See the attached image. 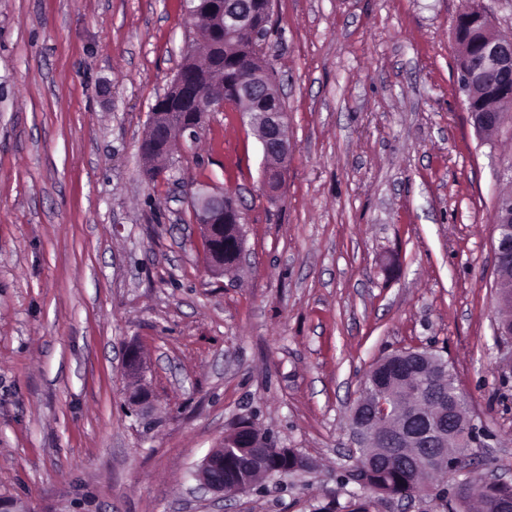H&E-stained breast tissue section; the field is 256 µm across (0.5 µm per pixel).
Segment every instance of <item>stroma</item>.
Listing matches in <instances>:
<instances>
[{"label": "stroma", "instance_id": "obj_1", "mask_svg": "<svg viewBox=\"0 0 512 512\" xmlns=\"http://www.w3.org/2000/svg\"><path fill=\"white\" fill-rule=\"evenodd\" d=\"M466 0H275L293 152L277 199L237 113L150 181L139 144L192 25L184 0H0V496L30 512H318L347 504L371 364L423 345L512 482V344L495 335V196L512 136L457 90ZM232 190L246 263L206 269L186 178ZM141 352L147 419L123 367ZM313 462L224 501L194 471L240 421ZM467 112L479 138H484L492 132L512 133V105L511 112L486 110L482 105L477 109L469 108Z\"/></svg>", "mask_w": 512, "mask_h": 512}]
</instances>
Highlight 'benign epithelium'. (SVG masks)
I'll list each match as a JSON object with an SVG mask.
<instances>
[{
  "instance_id": "7a95c632",
  "label": "benign epithelium",
  "mask_w": 512,
  "mask_h": 512,
  "mask_svg": "<svg viewBox=\"0 0 512 512\" xmlns=\"http://www.w3.org/2000/svg\"><path fill=\"white\" fill-rule=\"evenodd\" d=\"M273 0H260L247 10L234 4V0H190L187 13L193 20L204 16L211 24V34L220 38V43L237 41L241 34L256 30L255 16L262 12L270 19ZM471 19L480 24L484 38L467 54L463 74L467 83H476L490 88L489 98L512 102V38L501 36L493 22L481 7ZM247 61L249 74L240 79L234 87V98L239 104L241 119L254 132L263 155L262 182L270 197L277 196L288 172V163L292 145L288 136V124L285 111L279 106L283 97L267 66V47L265 39L253 35V40L242 48ZM175 90L174 101L187 103L195 96L193 69L183 68L177 71L171 82ZM214 92L209 98L210 112L224 110V74H219L213 86ZM261 100L272 103V107L256 110L253 102ZM170 103L157 101L150 110L141 141V151L146 152L158 128L159 114L167 111ZM469 118L478 137L484 138L492 132L508 131L512 133V114L496 112L484 107L468 110ZM203 116L189 112L177 127L178 139L184 135H194L200 128ZM496 224L494 226L495 288L498 308L512 311V195L496 196ZM195 222L198 224L206 243L208 258L206 265L216 275L224 273L221 265L212 255L224 254V246H229L238 260L244 258V236L235 235L224 241V221L240 223L241 211L236 196L228 191L203 190L192 199ZM396 370L425 371L434 368V361L426 355L405 354L393 360ZM128 378L142 379L143 367L140 351L136 347L128 350L125 360ZM377 389L373 397L362 396L355 408L360 411L358 420L351 426L356 447H377L388 442L399 448L401 460L415 471H422L427 460L435 465L448 463V469L458 467V449L464 446L463 433L459 431L457 421L460 407L455 400L442 394L422 397L417 391L404 387L399 399H394L384 376L372 370L368 376ZM241 447L237 433L224 436V441L213 448L197 467L196 478L200 488L231 499L256 487L254 480L247 482L237 473L225 475V458Z\"/></svg>"
}]
</instances>
